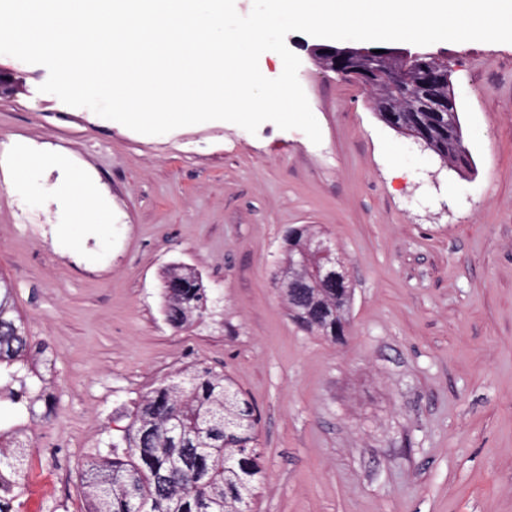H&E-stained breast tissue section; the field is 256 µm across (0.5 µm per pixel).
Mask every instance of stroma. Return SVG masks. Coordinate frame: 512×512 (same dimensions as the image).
<instances>
[{
  "label": "stroma",
  "mask_w": 512,
  "mask_h": 512,
  "mask_svg": "<svg viewBox=\"0 0 512 512\" xmlns=\"http://www.w3.org/2000/svg\"><path fill=\"white\" fill-rule=\"evenodd\" d=\"M287 35L322 133L209 121L148 136L40 92L0 55V277L53 360L28 437L24 512H84L74 475L177 369L224 372L260 415L253 512H512V44L437 42L473 170L388 126L361 83ZM27 149L66 167L29 171ZM83 176L104 223L71 221ZM314 225L354 288L345 342L300 329L276 285L290 230ZM192 267L212 302L176 330L161 274ZM46 161V158L39 153L33 151L21 152L17 160V177L14 187L21 192L28 191L29 184L24 177L25 172L32 167L44 164Z\"/></svg>",
  "instance_id": "obj_1"
}]
</instances>
